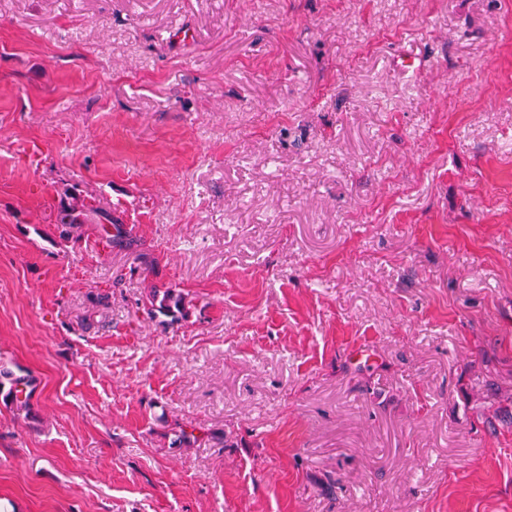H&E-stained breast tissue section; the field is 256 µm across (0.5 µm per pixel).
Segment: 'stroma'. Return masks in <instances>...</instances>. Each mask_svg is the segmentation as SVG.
Segmentation results:
<instances>
[{"mask_svg": "<svg viewBox=\"0 0 512 512\" xmlns=\"http://www.w3.org/2000/svg\"><path fill=\"white\" fill-rule=\"evenodd\" d=\"M0 368V512H512V0H0ZM143 306L146 314L152 319L159 316L169 318L170 320L160 321L169 325L185 320L188 315L184 298L172 287L151 288ZM1 378L8 381L9 388L6 393V398L18 410L25 411L29 414L31 393L29 391L28 380L20 377H12L8 372H0Z\"/></svg>", "mask_w": 512, "mask_h": 512, "instance_id": "1", "label": "stroma"}]
</instances>
